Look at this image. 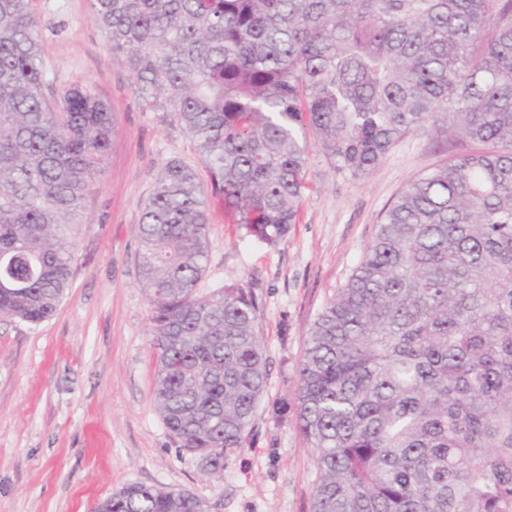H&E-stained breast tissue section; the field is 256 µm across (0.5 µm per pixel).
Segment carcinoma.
Listing matches in <instances>:
<instances>
[{
    "label": "carcinoma",
    "mask_w": 512,
    "mask_h": 512,
    "mask_svg": "<svg viewBox=\"0 0 512 512\" xmlns=\"http://www.w3.org/2000/svg\"><path fill=\"white\" fill-rule=\"evenodd\" d=\"M138 95L176 115L209 178L167 161L140 224L154 403L200 464L245 446L267 357L240 284L198 292L209 195L273 246L309 147L359 178L429 129L471 149L409 183L308 331L297 423L311 512H512V0H90ZM112 113L57 90L33 0H0V318H50L71 287ZM95 512H210L129 484Z\"/></svg>",
    "instance_id": "carcinoma-1"
}]
</instances>
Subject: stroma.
<instances>
[{
  "label": "stroma",
  "instance_id": "obj_1",
  "mask_svg": "<svg viewBox=\"0 0 512 512\" xmlns=\"http://www.w3.org/2000/svg\"><path fill=\"white\" fill-rule=\"evenodd\" d=\"M34 9L56 87L78 84L106 100L113 134L59 310L36 325L0 321V512H93L130 483L189 490L212 512H311L315 451L296 423L307 331L374 238L383 209L463 144L419 131L360 178L310 148L297 222L273 247L240 237L211 200L199 291L250 288L268 357L250 435L216 475L178 447L154 407L149 303L137 272L155 178L171 159L199 166L196 145L172 113L138 97L89 0H34Z\"/></svg>",
  "mask_w": 512,
  "mask_h": 512
}]
</instances>
